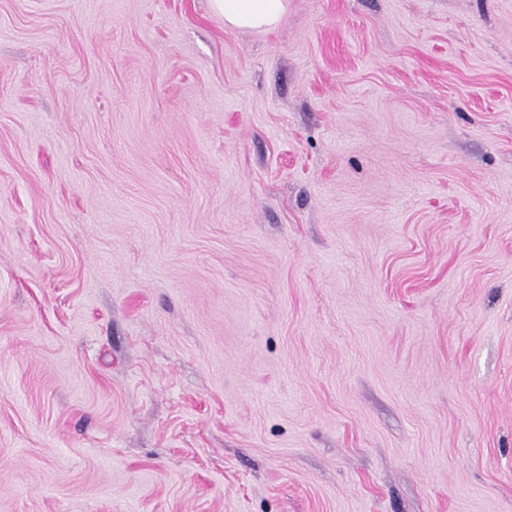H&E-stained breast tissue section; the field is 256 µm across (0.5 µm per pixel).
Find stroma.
I'll return each instance as SVG.
<instances>
[{
    "instance_id": "35a3bbf8",
    "label": "stroma",
    "mask_w": 512,
    "mask_h": 512,
    "mask_svg": "<svg viewBox=\"0 0 512 512\" xmlns=\"http://www.w3.org/2000/svg\"><path fill=\"white\" fill-rule=\"evenodd\" d=\"M0 512H512V0H0ZM213 10L224 16L231 29L269 31L288 10V0H211Z\"/></svg>"
}]
</instances>
